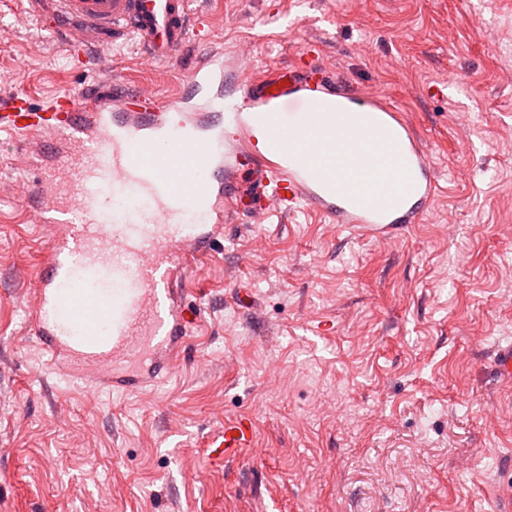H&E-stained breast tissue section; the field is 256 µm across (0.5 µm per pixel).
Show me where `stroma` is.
Here are the masks:
<instances>
[{
	"instance_id": "35a3bbf8",
	"label": "stroma",
	"mask_w": 512,
	"mask_h": 512,
	"mask_svg": "<svg viewBox=\"0 0 512 512\" xmlns=\"http://www.w3.org/2000/svg\"><path fill=\"white\" fill-rule=\"evenodd\" d=\"M210 19L163 64L120 50L113 84H186L211 35L251 73L308 41L401 111L436 167L421 223L365 237L309 211L227 225L189 281L193 349L144 393L51 369L16 277L44 244L0 196V512H501L512 498V0H195ZM97 73L0 0V96H80ZM448 86L445 97L431 85ZM253 448L209 461L226 420Z\"/></svg>"
}]
</instances>
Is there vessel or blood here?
<instances>
[{
	"instance_id": "1",
	"label": "vessel or blood",
	"mask_w": 512,
	"mask_h": 512,
	"mask_svg": "<svg viewBox=\"0 0 512 512\" xmlns=\"http://www.w3.org/2000/svg\"><path fill=\"white\" fill-rule=\"evenodd\" d=\"M27 11L50 20L68 53L135 41L148 62L168 60L185 46L197 14L192 0H27ZM327 71L307 61L288 71L244 77L267 132L256 128L236 98L224 93V50L201 55L187 87L167 98L140 88V108L120 92L92 88L75 98L39 103L15 93L0 98V134L19 144L17 167L39 161L30 186L9 185L22 196L46 245L32 281L26 326L51 364L91 391L138 393L171 374L185 357L197 319L186 305L187 275L224 237L229 216L245 209L272 217L306 208L362 235L396 224L421 223L436 184L433 163L397 109L378 92L351 95L355 107L382 113L400 150L391 177L408 164L427 171L415 188L417 205L387 212L383 197L351 204L367 173L360 151L343 171L317 162L324 139L297 148L305 128L334 126L336 115L308 104ZM293 104L297 113L286 112ZM252 173L249 192L234 183ZM255 423L240 417L213 441L224 463L252 447Z\"/></svg>"
}]
</instances>
